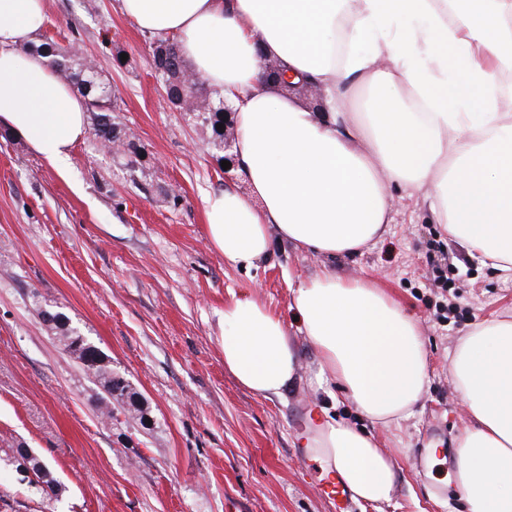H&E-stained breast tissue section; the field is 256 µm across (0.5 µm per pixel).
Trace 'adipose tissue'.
Returning <instances> with one entry per match:
<instances>
[{"label":"adipose tissue","instance_id":"adipose-tissue-1","mask_svg":"<svg viewBox=\"0 0 512 512\" xmlns=\"http://www.w3.org/2000/svg\"><path fill=\"white\" fill-rule=\"evenodd\" d=\"M139 28L178 37L182 52L234 109L236 155L250 193L204 200L225 264L251 269L287 242L353 255L390 224L392 190L425 192L449 239L512 272V0H120ZM43 0H0V125L63 167L86 135L83 98L45 59L18 51L40 27ZM314 83L310 111L263 77L262 57ZM296 328L261 301L224 306V367L265 398L300 368L297 336L375 424L419 404L428 360L419 322L377 283L330 268L291 290ZM451 374L469 424L455 441L457 486L470 512H512V318L475 323ZM309 447L354 496L391 498L394 458L329 418Z\"/></svg>","mask_w":512,"mask_h":512}]
</instances>
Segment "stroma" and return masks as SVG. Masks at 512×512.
I'll return each mask as SVG.
<instances>
[{"label":"stroma","instance_id":"obj_1","mask_svg":"<svg viewBox=\"0 0 512 512\" xmlns=\"http://www.w3.org/2000/svg\"><path fill=\"white\" fill-rule=\"evenodd\" d=\"M45 2L36 41L72 42L95 60L133 146L112 153L87 133L60 171L0 126V512H335L303 446L324 412L365 430L398 466L390 501L350 512H469L453 458L420 453L454 448L467 426L451 354L473 323L512 318V275L450 240L423 196L399 192L387 232L359 254L281 244L257 268L226 265L203 199L248 185L223 170L197 118L168 103L151 37L119 0ZM330 266L375 280L418 319L430 381L409 417L371 424L336 388H319L303 341L300 379L283 397L256 395L225 370V304L251 295L292 322V288ZM442 270L453 280L447 312ZM45 308L109 356L138 411L102 415V387L41 322ZM21 446L50 462L59 496L20 481L6 451Z\"/></svg>","mask_w":512,"mask_h":512}]
</instances>
